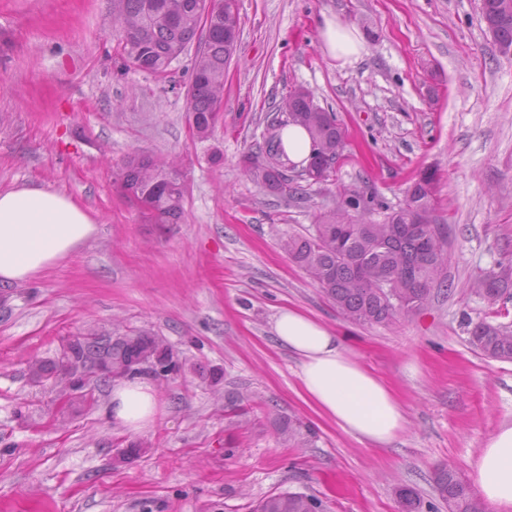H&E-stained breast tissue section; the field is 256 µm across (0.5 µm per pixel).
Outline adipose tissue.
<instances>
[{"mask_svg":"<svg viewBox=\"0 0 512 512\" xmlns=\"http://www.w3.org/2000/svg\"><path fill=\"white\" fill-rule=\"evenodd\" d=\"M320 38L335 58L357 60V27L325 19ZM96 218L64 193L36 184L0 191V284L41 275L97 236ZM276 339L296 357L301 397L316 413L358 439L391 443L405 422L394 392L365 368L334 330L293 309L275 315ZM107 411L127 432L152 426L160 412L155 388L141 379L112 386ZM471 483L489 512H512V424H502L469 462Z\"/></svg>","mask_w":512,"mask_h":512,"instance_id":"ef3b65f1","label":"adipose tissue"}]
</instances>
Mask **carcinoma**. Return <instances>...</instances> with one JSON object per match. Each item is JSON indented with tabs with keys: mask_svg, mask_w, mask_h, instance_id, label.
I'll use <instances>...</instances> for the list:
<instances>
[{
	"mask_svg": "<svg viewBox=\"0 0 512 512\" xmlns=\"http://www.w3.org/2000/svg\"><path fill=\"white\" fill-rule=\"evenodd\" d=\"M225 0H212L207 15H202L207 0H113L117 53L126 66L165 79L169 67L194 44L203 45L194 54L191 81L187 89L186 112L193 122L194 136L210 138L224 123V71L240 39V16L229 17ZM482 17L499 47L512 48V0H484ZM289 123L305 126L312 137L310 166L319 179L328 182L336 163L344 156L346 135L336 114L314 102L304 88L290 91L283 103L265 113V128L243 158L246 173L268 193L288 198L294 188L288 177L291 165L283 159L279 133ZM124 190L136 198L145 214L159 224H176L183 214L186 194L184 176L175 162L157 161L141 153L128 155L119 168ZM434 171H425L408 188L405 202L385 214L383 221L347 224L336 219V211L320 215L310 236H289L281 249L320 285L341 315L357 324H385L397 311L396 299H409L423 306L436 288L452 287L446 274L447 238L437 241ZM343 203L352 210L372 209L356 191L345 195ZM391 284L392 294L381 293L380 284ZM471 291L492 301L512 300V259L497 262V269L475 279ZM469 343L485 356L512 360V330L481 320L467 321ZM143 356L155 361L164 374L176 368L169 346L146 332L116 335L107 330L90 329L82 335L75 362L57 361L31 369L40 382L52 374L63 386L71 382L73 370L95 375L101 362L115 373H131L130 359ZM438 497L448 512H486V505L453 468L443 465L433 473ZM280 492L259 501L252 512H311L300 498ZM402 512H422L420 496L411 487L398 493Z\"/></svg>",
	"mask_w": 512,
	"mask_h": 512,
	"instance_id": "obj_1",
	"label": "carcinoma"
}]
</instances>
